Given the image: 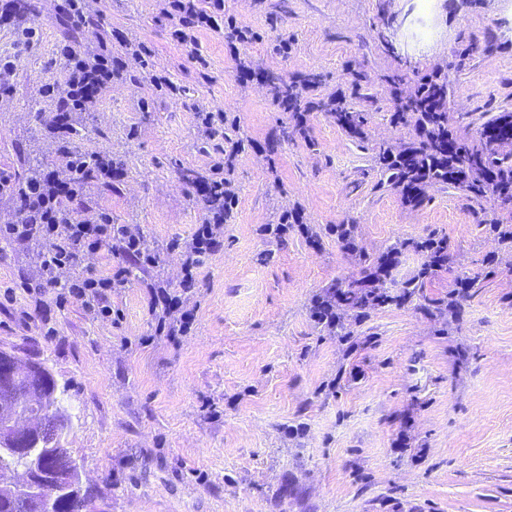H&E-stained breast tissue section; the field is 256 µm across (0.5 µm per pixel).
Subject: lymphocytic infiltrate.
I'll return each instance as SVG.
<instances>
[{"instance_id": "lymphocytic-infiltrate-1", "label": "lymphocytic infiltrate", "mask_w": 512, "mask_h": 512, "mask_svg": "<svg viewBox=\"0 0 512 512\" xmlns=\"http://www.w3.org/2000/svg\"><path fill=\"white\" fill-rule=\"evenodd\" d=\"M112 39L109 32L97 35V45L91 51L68 38L59 42L63 76L39 89L50 107L45 127L59 145L60 171L31 178L20 189L0 172V199L20 200L16 218L0 224V243L23 245L36 238L43 244L27 291L38 296L54 294L60 304L75 301L96 318L111 317L112 295L129 270L147 275L161 262L159 251L139 225L113 223L106 210L78 211L93 185L112 182L116 176L111 154L71 149L76 130L69 122L70 115L92 111L117 86L112 68L126 65L127 55L113 52ZM223 239L221 220L198 225L191 240L180 249L183 285L195 281L204 258L213 254ZM105 253L118 260L113 272L90 273L86 260ZM149 294L148 312L157 336L176 343L192 332L196 301L161 284L150 285Z\"/></svg>"}]
</instances>
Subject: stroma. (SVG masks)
I'll list each match as a JSON object with an SVG mask.
<instances>
[{
    "instance_id": "obj_1",
    "label": "stroma",
    "mask_w": 512,
    "mask_h": 512,
    "mask_svg": "<svg viewBox=\"0 0 512 512\" xmlns=\"http://www.w3.org/2000/svg\"><path fill=\"white\" fill-rule=\"evenodd\" d=\"M276 2L224 0L225 15L265 32L263 42L233 45L201 28L188 47L173 40L160 0H100L104 26L146 42L154 70L184 91L146 114L148 84L118 85L77 123V148L128 167L113 186H92L90 207L163 246L189 240L202 214L179 170L212 164L195 107L224 109L260 144L287 119L263 87L238 83L242 59L325 73L321 98L348 91V70L362 72L374 100L351 104L373 142L415 136L389 120L385 77L400 70L455 66L452 110L468 115V136L488 114L512 111V0H442L436 10L429 0H288L274 21ZM29 7L40 30L30 49L17 52L13 28L0 27V54L19 56L0 106V171L18 181L32 161L58 164L37 91L62 75L66 29L58 0ZM309 127V139L282 143L275 164L250 148L236 156L235 218L192 285L200 307L179 343L138 342L152 331L147 278L113 297L115 320H96L72 301L35 300L24 289L31 250L0 251V350L46 363L67 384L71 453L106 512H512V249L482 228L496 210L438 184L406 208L325 113L312 112ZM284 207L323 228L320 246L295 230L282 244L264 235ZM349 220L368 253L438 233L454 263L489 260L494 271L449 335L413 308H386L347 349L320 332L310 306L323 287L360 276L326 233Z\"/></svg>"
}]
</instances>
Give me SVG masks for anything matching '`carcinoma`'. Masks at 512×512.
Masks as SVG:
<instances>
[{"label": "carcinoma", "instance_id": "obj_1", "mask_svg": "<svg viewBox=\"0 0 512 512\" xmlns=\"http://www.w3.org/2000/svg\"><path fill=\"white\" fill-rule=\"evenodd\" d=\"M208 0H194L186 5L183 14V44L193 45L192 32L210 20ZM224 38L231 44L248 45L264 39V34L236 24L231 18L224 20ZM139 74L128 69L116 68L117 74L129 81L145 80L157 97L175 95L184 87L175 84L168 76L152 68V49L140 41ZM236 79L241 83L261 82L267 88L273 104L288 114V122L280 126L279 133L266 142V159L274 162L281 143L297 136L308 138L307 117L317 110L325 113L349 137L362 145L367 141L366 115L353 110L344 95H333L318 101L312 98L326 81V75L311 71L297 75L270 72L260 65L241 60L236 69ZM394 95L390 121L396 126L413 124L416 138L398 147L387 144L371 148L374 167L380 173L378 185L396 192L402 203L418 208L426 200L425 189L430 184H442L463 192L466 197L485 201L500 209L512 210V112H497L482 125L480 136L471 139L458 132L460 120L450 112V98L454 78L448 71L436 70L419 78L410 89L402 88L405 78H392ZM209 139L224 138V153L214 154L213 165L203 174L193 169L181 171L182 179L191 188L187 195L204 218L212 217L218 209L216 200L219 188H224V223L234 218L236 198L231 188L236 155L252 146V142L239 133L236 119L224 116V126L203 127ZM298 232L312 246L321 244V229L304 221L296 209L282 212L279 222L269 224L265 233L283 243L288 229ZM487 231L512 248V223L500 218L488 223ZM336 236L341 250L361 265L360 277L338 280L318 293L311 306L314 322L329 336L341 339L354 337L353 326L362 323L371 312L386 307L398 308L416 304V307L440 324L439 332L448 331L444 318L455 311L458 298L470 294L488 271H461L450 285L448 295L428 298L422 288L428 280L448 270V238L431 234L425 238L397 239L382 250L370 254L357 238L356 224H337L329 228ZM421 257L417 273L404 282L402 289H395L394 271L408 254ZM39 394L29 399H15L10 406L33 426L28 447L34 449V459L43 468L64 466L71 458L68 438L62 428L53 424V409L60 404L65 389L59 387L52 373L37 383ZM14 447L8 436H0V470L15 463L10 452ZM93 497L82 490L79 474L71 481L51 489L37 501L0 495V512H85Z\"/></svg>", "mask_w": 512, "mask_h": 512}]
</instances>
